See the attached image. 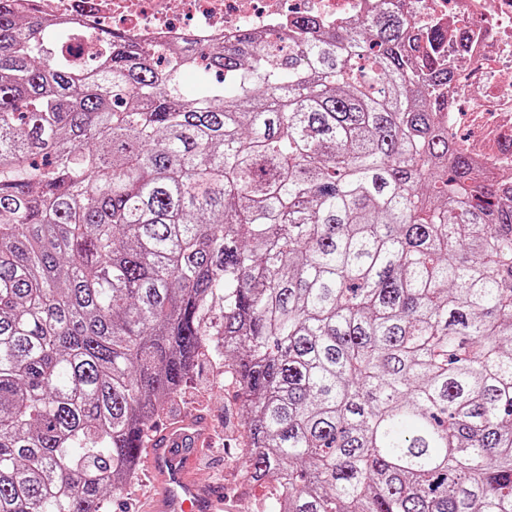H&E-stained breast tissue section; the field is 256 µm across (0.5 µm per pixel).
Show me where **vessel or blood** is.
<instances>
[{"label":"vessel or blood","mask_w":512,"mask_h":512,"mask_svg":"<svg viewBox=\"0 0 512 512\" xmlns=\"http://www.w3.org/2000/svg\"><path fill=\"white\" fill-rule=\"evenodd\" d=\"M210 443L207 423L187 418L167 426L145 462L155 487L147 512H224V488L200 482L197 461Z\"/></svg>","instance_id":"obj_1"}]
</instances>
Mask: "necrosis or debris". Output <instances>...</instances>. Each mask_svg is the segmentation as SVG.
Instances as JSON below:
<instances>
[{
	"mask_svg": "<svg viewBox=\"0 0 512 512\" xmlns=\"http://www.w3.org/2000/svg\"><path fill=\"white\" fill-rule=\"evenodd\" d=\"M407 3L416 28L441 35L439 51L454 78L449 128L464 131L463 147L478 165L512 189V0H16L37 10L53 33L91 38L101 29L123 33L139 47L193 41L208 47L234 41L243 30L287 32L306 14L327 29L380 8Z\"/></svg>",
	"mask_w": 512,
	"mask_h": 512,
	"instance_id": "4bbe7bcc",
	"label": "necrosis or debris"
}]
</instances>
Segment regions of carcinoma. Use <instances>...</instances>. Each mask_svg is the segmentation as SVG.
<instances>
[{
	"label": "carcinoma",
	"mask_w": 512,
	"mask_h": 512,
	"mask_svg": "<svg viewBox=\"0 0 512 512\" xmlns=\"http://www.w3.org/2000/svg\"><path fill=\"white\" fill-rule=\"evenodd\" d=\"M409 27L89 66L0 0V512H106L204 354L274 512H512V198Z\"/></svg>",
	"instance_id": "1"
}]
</instances>
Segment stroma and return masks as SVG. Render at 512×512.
I'll use <instances>...</instances> for the list:
<instances>
[{
  "instance_id": "obj_1",
  "label": "stroma",
  "mask_w": 512,
  "mask_h": 512,
  "mask_svg": "<svg viewBox=\"0 0 512 512\" xmlns=\"http://www.w3.org/2000/svg\"><path fill=\"white\" fill-rule=\"evenodd\" d=\"M197 414L209 419L213 443L209 465L198 468L200 478L223 484L229 512H266L278 494L277 487L272 483L259 487L242 482L243 427L237 388L230 376L215 369L207 357L201 358L193 381L169 403L155 426L162 429L174 420Z\"/></svg>"
}]
</instances>
